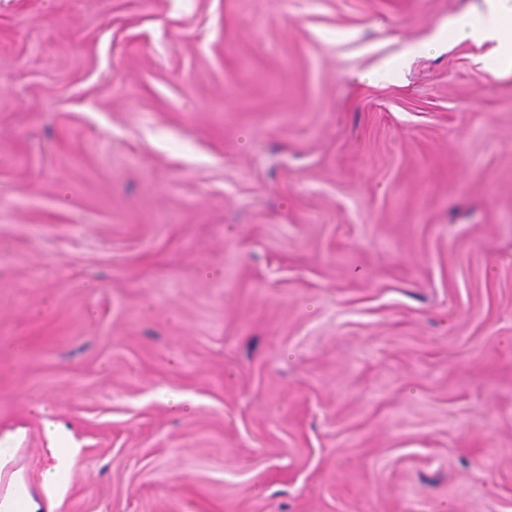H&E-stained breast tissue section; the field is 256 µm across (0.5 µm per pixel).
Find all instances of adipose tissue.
Returning a JSON list of instances; mask_svg holds the SVG:
<instances>
[{
    "instance_id": "adipose-tissue-1",
    "label": "adipose tissue",
    "mask_w": 512,
    "mask_h": 512,
    "mask_svg": "<svg viewBox=\"0 0 512 512\" xmlns=\"http://www.w3.org/2000/svg\"><path fill=\"white\" fill-rule=\"evenodd\" d=\"M479 18L457 21L444 37L451 42H491L498 60L512 64V0H485Z\"/></svg>"
}]
</instances>
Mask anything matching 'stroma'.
Wrapping results in <instances>:
<instances>
[{"label": "stroma", "instance_id": "1", "mask_svg": "<svg viewBox=\"0 0 512 512\" xmlns=\"http://www.w3.org/2000/svg\"><path fill=\"white\" fill-rule=\"evenodd\" d=\"M482 8L0 0V434L36 493L82 461L46 512H512V68L421 49ZM78 460L79 451L77 449H62L58 454L56 466L47 474L44 479V489L49 491L68 481L78 465Z\"/></svg>", "mask_w": 512, "mask_h": 512}]
</instances>
